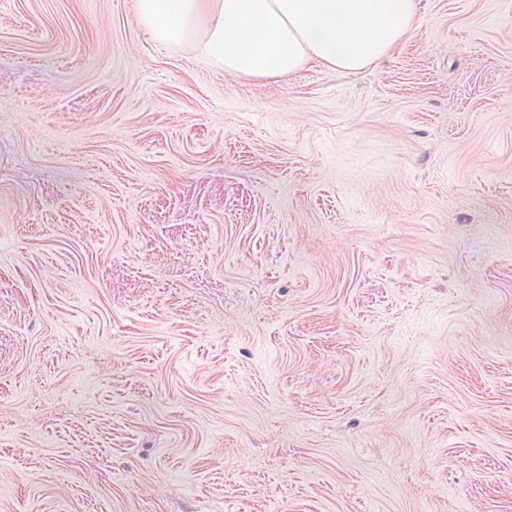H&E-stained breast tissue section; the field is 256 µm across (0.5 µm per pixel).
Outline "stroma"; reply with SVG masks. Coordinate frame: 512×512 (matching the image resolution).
<instances>
[{
    "label": "stroma",
    "mask_w": 512,
    "mask_h": 512,
    "mask_svg": "<svg viewBox=\"0 0 512 512\" xmlns=\"http://www.w3.org/2000/svg\"><path fill=\"white\" fill-rule=\"evenodd\" d=\"M278 82L137 0H0V512H512V0Z\"/></svg>",
    "instance_id": "35a3bbf8"
}]
</instances>
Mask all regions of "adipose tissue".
<instances>
[{
	"label": "adipose tissue",
	"mask_w": 512,
	"mask_h": 512,
	"mask_svg": "<svg viewBox=\"0 0 512 512\" xmlns=\"http://www.w3.org/2000/svg\"><path fill=\"white\" fill-rule=\"evenodd\" d=\"M158 42H191L226 76L279 81L312 67H380L419 26V0H137Z\"/></svg>",
	"instance_id": "ef3b65f1"
}]
</instances>
